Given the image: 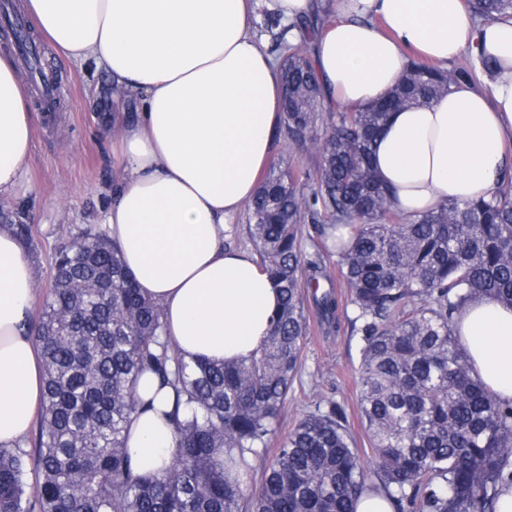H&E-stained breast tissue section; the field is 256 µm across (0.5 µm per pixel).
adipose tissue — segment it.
<instances>
[{"label": "adipose tissue", "instance_id": "ef3b65f1", "mask_svg": "<svg viewBox=\"0 0 512 512\" xmlns=\"http://www.w3.org/2000/svg\"><path fill=\"white\" fill-rule=\"evenodd\" d=\"M256 0H26L61 57L107 72L138 104L113 130L118 180L105 223L127 269L160 302L166 333L185 357L214 362L256 352L280 307L269 274L224 234L252 200L273 158L284 86L277 60L253 34ZM282 23L315 7L338 19L315 41L328 105L382 97L411 61L447 67L463 52L499 67L485 95L464 85L393 115L374 166L407 215L493 191L512 171V23H475L465 0H271ZM34 114L14 56L0 53V201L32 184ZM35 301L30 259L0 226V446L29 433L42 406V354L26 322ZM457 331L476 375L512 402V308L474 299ZM151 410L134 415V465L170 461L172 391L141 377Z\"/></svg>", "mask_w": 512, "mask_h": 512}]
</instances>
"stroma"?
Masks as SVG:
<instances>
[{
	"mask_svg": "<svg viewBox=\"0 0 512 512\" xmlns=\"http://www.w3.org/2000/svg\"><path fill=\"white\" fill-rule=\"evenodd\" d=\"M35 41L47 71L52 72L55 82L71 84L72 93L58 99L50 110L37 92H30L35 114L33 186L1 203L0 211L9 214L11 223L29 224L34 229L28 256L35 271L36 298L42 301L46 298L53 254L68 231L88 224L102 225L112 203L116 169L108 123L116 100L105 71L60 57L43 36H36ZM305 309L308 328L302 365L273 441L281 443L322 396L342 408L366 464H373L375 454L368 446L358 411L355 370L360 354L348 330L346 315L351 308L340 304L337 321L332 325L318 319L313 299H306Z\"/></svg>",
	"mask_w": 512,
	"mask_h": 512,
	"instance_id": "35a3bbf8",
	"label": "stroma"
}]
</instances>
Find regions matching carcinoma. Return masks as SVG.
Returning a JSON list of instances; mask_svg holds the SVG:
<instances>
[{
  "label": "carcinoma",
  "mask_w": 512,
  "mask_h": 512,
  "mask_svg": "<svg viewBox=\"0 0 512 512\" xmlns=\"http://www.w3.org/2000/svg\"><path fill=\"white\" fill-rule=\"evenodd\" d=\"M466 5L486 22L512 20V0ZM334 17L318 11L292 24L298 39L285 25L277 36L281 132L290 147L314 146L319 165L312 175L291 155L275 162L247 208L246 235L281 298L261 348L236 361L185 359L119 246L92 225L69 233L42 312L27 322L43 352V407L31 446L0 447V512H356L366 495L390 499L394 512H496L512 484V403L473 374L454 324L477 296L512 307V175L486 196L408 216L372 162L393 112L490 78L494 63L413 62L382 100L331 110L314 138L324 102L314 40ZM338 224L353 227L351 247L332 240ZM333 257L355 311L371 469L334 401L316 403L267 457L301 362L304 295L324 318L338 307L334 290L320 291ZM145 373L175 392L177 444L155 474L133 468L123 434L152 408L136 391Z\"/></svg>",
  "instance_id": "obj_1"
}]
</instances>
